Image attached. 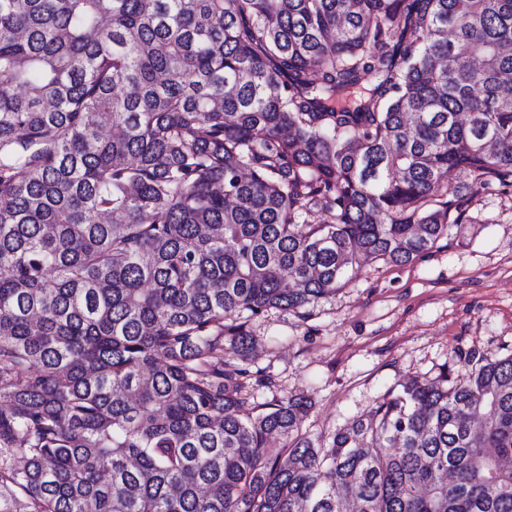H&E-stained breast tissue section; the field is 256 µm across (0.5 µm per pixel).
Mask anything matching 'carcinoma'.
<instances>
[{"mask_svg": "<svg viewBox=\"0 0 512 512\" xmlns=\"http://www.w3.org/2000/svg\"><path fill=\"white\" fill-rule=\"evenodd\" d=\"M475 185L512 0H0V512H512V355L326 439L225 359Z\"/></svg>", "mask_w": 512, "mask_h": 512, "instance_id": "obj_1", "label": "carcinoma"}]
</instances>
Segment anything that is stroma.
I'll list each match as a JSON object with an SVG mask.
<instances>
[{"mask_svg": "<svg viewBox=\"0 0 512 512\" xmlns=\"http://www.w3.org/2000/svg\"><path fill=\"white\" fill-rule=\"evenodd\" d=\"M473 194V224L424 257L365 262L334 294L252 317L258 352L249 368L275 382L254 397L306 398L303 428L326 438L399 383L465 374L459 353L511 355L512 193Z\"/></svg>", "mask_w": 512, "mask_h": 512, "instance_id": "1", "label": "stroma"}]
</instances>
